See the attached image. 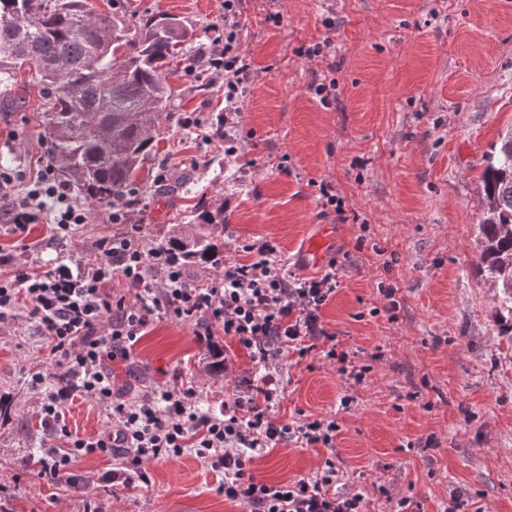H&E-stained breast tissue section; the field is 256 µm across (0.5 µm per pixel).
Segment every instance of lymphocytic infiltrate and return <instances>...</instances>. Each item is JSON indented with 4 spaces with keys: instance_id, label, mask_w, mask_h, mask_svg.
I'll return each instance as SVG.
<instances>
[{
    "instance_id": "obj_1",
    "label": "lymphocytic infiltrate",
    "mask_w": 512,
    "mask_h": 512,
    "mask_svg": "<svg viewBox=\"0 0 512 512\" xmlns=\"http://www.w3.org/2000/svg\"><path fill=\"white\" fill-rule=\"evenodd\" d=\"M242 0H224V50L212 68L224 78V109L240 112L254 72L241 49ZM52 212L54 235L87 223L88 210L76 202L72 185L45 164L35 176L0 169V223L16 236ZM95 262L64 263L33 272L15 269L0 275V323L14 318L26 303L49 342V359L58 386L44 390L40 420L52 443L40 460L41 476L66 479L75 458L95 452L121 458L125 467L147 480L143 466L193 450L212 470L224 475L225 499L248 512H364L361 493H340L339 472L325 460L304 477L265 482L252 466L267 450L288 444L335 445L333 420L299 419L292 424L271 416L282 390L275 378L283 359L307 356L325 346L340 375L362 382L364 370L337 351L336 336L320 316L336 293L339 271L299 277L270 241L249 245V261L225 262L219 277L200 283L177 253L148 247L127 234L97 242ZM125 293L115 294L112 281ZM193 323L200 336L221 334L251 363L242 390L224 399V411L202 412L193 387H157L141 396L114 393L106 365L130 361L134 348L155 319ZM93 397L103 408L108 428L91 437L72 435L64 410L74 396Z\"/></svg>"
}]
</instances>
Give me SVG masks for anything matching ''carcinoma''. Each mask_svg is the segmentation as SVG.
Wrapping results in <instances>:
<instances>
[{
    "mask_svg": "<svg viewBox=\"0 0 512 512\" xmlns=\"http://www.w3.org/2000/svg\"><path fill=\"white\" fill-rule=\"evenodd\" d=\"M193 34L162 15L131 29L87 0H0V83L25 71L52 107L46 135L55 167L87 204L110 207L133 194V177L153 149L151 131L173 94L167 75L197 61ZM480 265L512 315V132L494 146L482 175ZM193 235L163 247L186 262L219 263L224 205L200 215Z\"/></svg>",
    "mask_w": 512,
    "mask_h": 512,
    "instance_id": "obj_1",
    "label": "carcinoma"
}]
</instances>
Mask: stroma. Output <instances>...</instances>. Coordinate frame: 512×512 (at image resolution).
Instances as JSON below:
<instances>
[{
	"mask_svg": "<svg viewBox=\"0 0 512 512\" xmlns=\"http://www.w3.org/2000/svg\"><path fill=\"white\" fill-rule=\"evenodd\" d=\"M116 8L129 26L160 13L192 30L190 50L207 51L224 26L221 0H90ZM281 17L280 24L269 14ZM241 42L256 73L233 117L238 155L206 143L224 89L209 72L175 71L167 121L136 175L139 236L151 246L173 229L193 233L196 209L224 208V258L244 245L274 241L293 272L335 262L339 285L321 319L341 349L367 366L362 383L343 379L336 361L313 351L283 364L285 388L274 417L336 419L335 449L288 445L258 458L257 479L289 480L335 457L342 491L365 496L367 512H512V337L504 310L478 261L481 175L487 155L512 130V0H245ZM336 26L326 29L325 18ZM330 38L314 59L300 46ZM335 80L323 106L313 78ZM41 88L21 75L0 85V167L36 173L47 160ZM198 121L183 128V118ZM329 182L340 210L324 207ZM91 209L87 224L53 237L30 225L24 239L0 226V271L86 263L105 237L128 232ZM395 288L387 313L380 286ZM221 335L158 319L135 348V364H113L114 384L134 393L191 384L203 410L248 376L246 357L212 372ZM47 340L27 309L0 325V512H245L225 499L224 476L194 452L151 461L149 484L105 481L120 458L95 453L73 462L71 481L38 475L50 437L40 425L41 388L54 383ZM352 396L349 408L340 399ZM100 404L78 397L65 409L72 434L106 428Z\"/></svg>",
	"mask_w": 512,
	"mask_h": 512,
	"instance_id": "stroma-1",
	"label": "stroma"
}]
</instances>
